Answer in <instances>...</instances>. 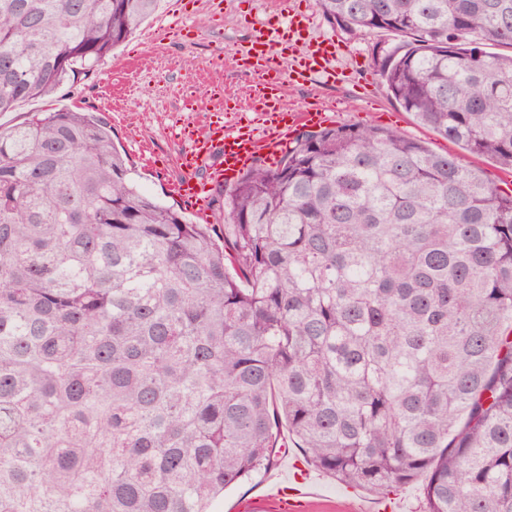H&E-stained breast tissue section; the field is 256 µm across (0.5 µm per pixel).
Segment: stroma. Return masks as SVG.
<instances>
[{
	"label": "stroma",
	"mask_w": 512,
	"mask_h": 512,
	"mask_svg": "<svg viewBox=\"0 0 512 512\" xmlns=\"http://www.w3.org/2000/svg\"><path fill=\"white\" fill-rule=\"evenodd\" d=\"M222 4V18L214 17L210 0H195L193 12L183 17L177 13L179 0H158L154 14L104 57L90 78L75 88H62L53 97L27 101L17 111L0 114V125L8 127L33 113L62 109L101 117L111 125L112 137L125 151L131 176L141 189L164 205L180 208L175 186L183 146L170 135L169 127L178 117L204 120L203 112L183 110L181 91L196 87L203 100L210 87L220 83L225 95L247 105L260 75L237 65L238 52L247 48L256 27L285 19L295 10L310 18L309 39L339 43L334 61L339 77L332 80L322 75L303 85L284 84L281 95L288 107L302 110L317 103L331 112L337 124L394 128L437 151L456 155L464 165L500 177L492 159L438 137L391 99L372 57L373 45L386 41L385 33L375 30L358 38L342 34L324 20L318 0H222ZM184 24L192 27L193 37L180 41L175 32ZM302 457L296 448L278 452L267 471L219 495L214 512H234L239 501L263 496L274 481L291 478L293 463ZM307 472L317 486L310 512H346L352 501L368 507L384 502L394 512L426 509L422 477L383 496L342 484L312 466Z\"/></svg>",
	"instance_id": "1"
}]
</instances>
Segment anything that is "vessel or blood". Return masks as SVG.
Returning a JSON list of instances; mask_svg holds the SVG:
<instances>
[{
    "instance_id": "obj_1",
    "label": "vessel or blood",
    "mask_w": 512,
    "mask_h": 512,
    "mask_svg": "<svg viewBox=\"0 0 512 512\" xmlns=\"http://www.w3.org/2000/svg\"><path fill=\"white\" fill-rule=\"evenodd\" d=\"M306 16L290 14L287 21L267 24L260 31L247 56L249 68L269 71L270 77L255 97V119L245 128H228L222 113L212 114L203 130L181 123L179 139L184 150L178 158L180 179L177 193L184 207L207 216L206 201L224 183L236 177L259 157H268L295 132L319 127L331 119L318 104L301 111L284 107L277 93L283 83L303 85L318 73H329L336 56V45L320 41L309 44L306 52L286 58V50L301 40L307 27ZM306 479L280 484L275 495L266 499L269 512H304Z\"/></svg>"
}]
</instances>
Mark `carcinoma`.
Here are the masks:
<instances>
[{
    "instance_id": "carcinoma-1",
    "label": "carcinoma",
    "mask_w": 512,
    "mask_h": 512,
    "mask_svg": "<svg viewBox=\"0 0 512 512\" xmlns=\"http://www.w3.org/2000/svg\"><path fill=\"white\" fill-rule=\"evenodd\" d=\"M157 0H0V113ZM390 97L512 170V0H319ZM194 224L86 112L0 127V512H211L274 463L512 512V189L372 124L301 131Z\"/></svg>"
}]
</instances>
